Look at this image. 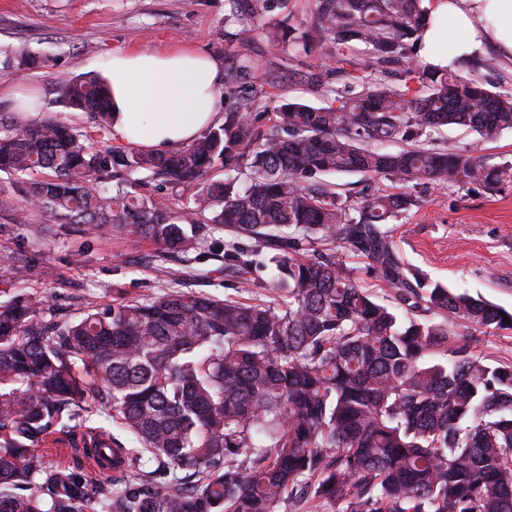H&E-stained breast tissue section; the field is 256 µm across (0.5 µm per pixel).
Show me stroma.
Wrapping results in <instances>:
<instances>
[{"label":"stroma","instance_id":"1","mask_svg":"<svg viewBox=\"0 0 512 512\" xmlns=\"http://www.w3.org/2000/svg\"><path fill=\"white\" fill-rule=\"evenodd\" d=\"M316 0H268L266 11L249 17L230 0H0V98L31 93L37 118L53 116L72 127L92 124L90 114L66 107L62 86L81 73L102 74V64L113 50H166L196 47L222 58L224 69L239 97L265 92L280 99L326 104L314 93L307 76L321 60L319 47L294 50L284 42L283 28L313 30ZM249 26L247 41L237 37ZM252 69L237 76L241 59ZM435 142L463 149L479 143L487 164L512 162V131L477 141L475 134L444 126ZM416 207L391 224L392 239L406 262L455 292L482 297L512 311V183L496 192L478 185L437 184L402 186ZM22 224L0 226V301L17 290L47 295L59 316H78L93 302L104 305L113 297L144 300L174 287L216 298L241 297L273 301L277 293L268 270L257 269L255 285L239 292L238 280L224 268L223 249L167 272L155 259L148 242L135 243L112 236L102 228L82 235L53 225L34 238L31 224L39 212L24 208ZM23 253L35 265L15 275L12 256ZM53 267V281H43L37 266ZM452 332L466 336L470 350L490 364L512 363V331L485 334L456 317Z\"/></svg>","mask_w":512,"mask_h":512}]
</instances>
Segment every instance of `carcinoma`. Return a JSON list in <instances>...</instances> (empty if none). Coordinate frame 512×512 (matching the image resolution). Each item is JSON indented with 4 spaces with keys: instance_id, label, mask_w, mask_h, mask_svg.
I'll list each match as a JSON object with an SVG mask.
<instances>
[{
    "instance_id": "obj_1",
    "label": "carcinoma",
    "mask_w": 512,
    "mask_h": 512,
    "mask_svg": "<svg viewBox=\"0 0 512 512\" xmlns=\"http://www.w3.org/2000/svg\"><path fill=\"white\" fill-rule=\"evenodd\" d=\"M421 2L319 0L317 26L288 30V42L320 45L309 83L334 95L328 105L259 112L227 80L224 124L173 153L94 145L112 128L95 77L63 89L91 130L0 116V173L15 185L0 193L1 214H17L21 197L47 223L132 234L181 262L225 227L274 251L278 286L272 305L171 290L90 303L73 319L37 293L0 303V512H288L307 498L342 512H512V365L483 363L448 330L454 315L512 331V312L406 264L388 224L417 206L412 197L351 202L322 180L492 192L512 182V163L420 141L439 126L480 140L512 130V92L413 66ZM355 44L362 54L345 55ZM218 160L224 180L213 181ZM142 172L192 200H155ZM318 241L365 258L397 305L377 303L333 249L309 251ZM256 256L224 248L245 285ZM103 412L112 426L94 422ZM64 440L119 479L48 461L42 449Z\"/></svg>"
}]
</instances>
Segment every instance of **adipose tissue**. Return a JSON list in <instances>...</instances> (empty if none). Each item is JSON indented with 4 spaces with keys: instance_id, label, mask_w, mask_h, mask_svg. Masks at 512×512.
<instances>
[{
    "instance_id": "ef3b65f1",
    "label": "adipose tissue",
    "mask_w": 512,
    "mask_h": 512,
    "mask_svg": "<svg viewBox=\"0 0 512 512\" xmlns=\"http://www.w3.org/2000/svg\"><path fill=\"white\" fill-rule=\"evenodd\" d=\"M426 25L415 54L445 68L491 47L512 60V0H422ZM112 91V132L157 153L182 148L220 116L224 64L212 54L116 51L106 64Z\"/></svg>"
}]
</instances>
